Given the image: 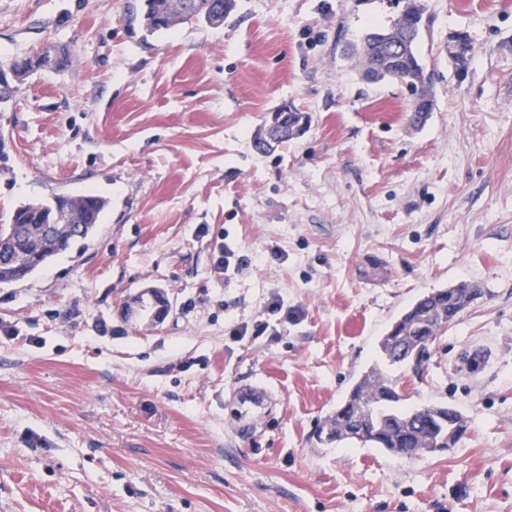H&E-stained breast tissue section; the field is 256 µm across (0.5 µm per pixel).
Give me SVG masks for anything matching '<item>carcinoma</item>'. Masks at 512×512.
<instances>
[{"instance_id": "1", "label": "carcinoma", "mask_w": 512, "mask_h": 512, "mask_svg": "<svg viewBox=\"0 0 512 512\" xmlns=\"http://www.w3.org/2000/svg\"><path fill=\"white\" fill-rule=\"evenodd\" d=\"M237 6L236 0H197L189 12L186 0H144L140 23L149 36L166 33L192 21L220 27ZM388 30L403 44L396 60L382 62L381 78L400 81L412 92L427 91V79L417 53L422 27L407 16ZM18 84L41 69L38 56L18 58ZM109 201L96 194L62 195L13 208L9 222L0 224V244L15 252L16 263L0 266V285L22 281L53 257L87 239L96 230ZM481 296L480 288L459 282L415 300L379 337L378 360L354 380L336 410L321 421L313 437L320 445L360 443L412 458L439 454L456 447L468 430V419L457 407L432 403L404 408L397 381L382 366L419 367L437 337Z\"/></svg>"}]
</instances>
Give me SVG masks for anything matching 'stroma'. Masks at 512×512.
<instances>
[{"label":"stroma","instance_id":"35a3bbf8","mask_svg":"<svg viewBox=\"0 0 512 512\" xmlns=\"http://www.w3.org/2000/svg\"><path fill=\"white\" fill-rule=\"evenodd\" d=\"M424 4L414 127L406 86L343 54L400 0H237L153 37L143 0H0V59H69L0 109V223L110 201L95 236L0 286V512H512V0ZM288 107L307 131L258 152ZM461 281L482 295L422 372L389 370L407 405L465 413L458 446L318 445L378 336ZM150 289L173 303L157 327L125 316ZM445 52L448 55V61H455L460 64L464 58H469L471 53V40L467 31L459 29L448 34V40L445 44ZM470 58L467 62H462L461 65L467 67ZM454 64L456 72H459V65ZM466 69V70H467Z\"/></svg>","mask_w":512,"mask_h":512}]
</instances>
